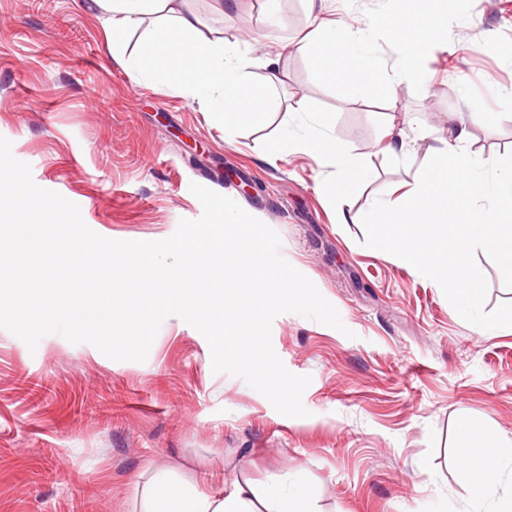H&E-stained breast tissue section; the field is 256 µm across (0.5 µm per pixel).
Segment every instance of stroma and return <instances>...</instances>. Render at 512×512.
Segmentation results:
<instances>
[{
    "label": "stroma",
    "instance_id": "stroma-1",
    "mask_svg": "<svg viewBox=\"0 0 512 512\" xmlns=\"http://www.w3.org/2000/svg\"><path fill=\"white\" fill-rule=\"evenodd\" d=\"M204 36L238 44L255 86L276 108L225 135L165 83L140 84L106 47L84 0H0V136L34 182L77 204L85 224L115 240H162L200 217V183L234 199L280 237L282 255L338 310L336 330L296 313L272 323L285 367L311 376L307 416L286 417L244 380L213 372L207 340L164 321L145 361H115L59 334L36 350L0 329V512H151L157 472L212 494L255 493L283 476L308 512H475L457 456L468 419L512 438V270L476 249L467 268L496 335L476 334L448 288L401 266L367 217L421 179L427 149L470 112L467 150L512 164V0L449 17L423 82L374 84L339 95L295 45L308 33L305 0H236L222 15L192 0ZM387 0H324L325 21L379 28L387 68L396 54ZM279 20L252 40L253 29ZM279 57L267 82L266 57ZM305 111H298V104ZM348 144L368 175L342 194L327 170L260 144L306 127ZM408 136L388 152L391 130ZM252 184L244 195V184ZM349 222H341V215ZM50 390L35 398L37 379Z\"/></svg>",
    "mask_w": 512,
    "mask_h": 512
}]
</instances>
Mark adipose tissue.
Returning a JSON list of instances; mask_svg holds the SVG:
<instances>
[{
  "instance_id": "1",
  "label": "adipose tissue",
  "mask_w": 512,
  "mask_h": 512,
  "mask_svg": "<svg viewBox=\"0 0 512 512\" xmlns=\"http://www.w3.org/2000/svg\"><path fill=\"white\" fill-rule=\"evenodd\" d=\"M389 2L400 62L397 81L411 85L420 79L418 60L432 53L437 31L448 22V0H434L433 5L418 9L412 7L411 0ZM89 3L104 17L109 53L123 59L138 82L171 84L228 127L258 119L271 108V101L250 79L249 61L224 39L205 37L199 17L188 7L176 5L175 0ZM136 31L142 34V48L131 53L127 37ZM313 42L319 47L316 67L350 95H365L382 71L368 23H318L309 40L298 43V51L306 52ZM469 138L465 120L451 123L447 137L429 149L425 175L414 193L397 201L378 202L368 222L376 239L389 241L399 263L444 282L459 307L473 314L480 291L464 275L472 252L491 249L512 267V166L498 168L490 179L477 173L466 151ZM291 145L330 166L323 182L326 194L339 193L359 171L360 164L347 145L315 131L296 137L283 133L265 143L263 153L274 156ZM434 197L443 198V205L431 214L421 212V205ZM436 222L451 227L463 224L469 232L454 242L450 252L433 250L419 228ZM470 429L461 440V458L472 498L481 504L494 497L500 505L512 501V487L495 481L499 471L512 466V439L493 435L475 423ZM157 492L155 512H257L251 494L240 489L224 496L163 482ZM500 505L493 512H502Z\"/></svg>"
}]
</instances>
